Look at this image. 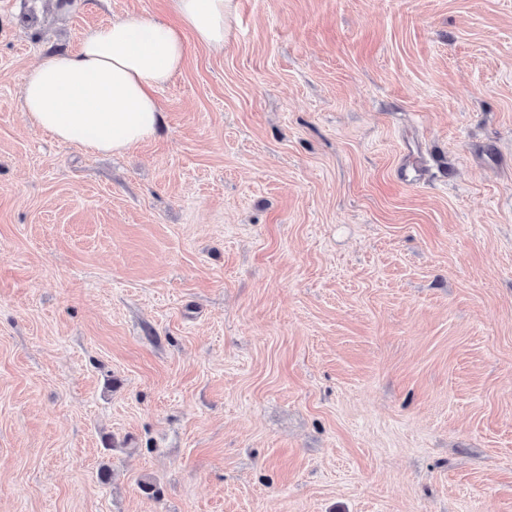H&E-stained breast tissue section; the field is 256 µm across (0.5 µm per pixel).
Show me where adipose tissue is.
Returning <instances> with one entry per match:
<instances>
[{"mask_svg":"<svg viewBox=\"0 0 512 512\" xmlns=\"http://www.w3.org/2000/svg\"><path fill=\"white\" fill-rule=\"evenodd\" d=\"M171 25L130 16L91 30L71 51L31 68L21 87L31 123L61 143L100 153L150 138L161 116L156 96L186 64L187 43L224 46L225 0H169Z\"/></svg>","mask_w":512,"mask_h":512,"instance_id":"ef3b65f1","label":"adipose tissue"}]
</instances>
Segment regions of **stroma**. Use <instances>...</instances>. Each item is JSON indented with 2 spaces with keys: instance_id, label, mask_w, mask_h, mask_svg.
<instances>
[{
  "instance_id": "stroma-1",
  "label": "stroma",
  "mask_w": 512,
  "mask_h": 512,
  "mask_svg": "<svg viewBox=\"0 0 512 512\" xmlns=\"http://www.w3.org/2000/svg\"><path fill=\"white\" fill-rule=\"evenodd\" d=\"M123 16L0 0V512H512V0H231L152 138L34 127Z\"/></svg>"
}]
</instances>
